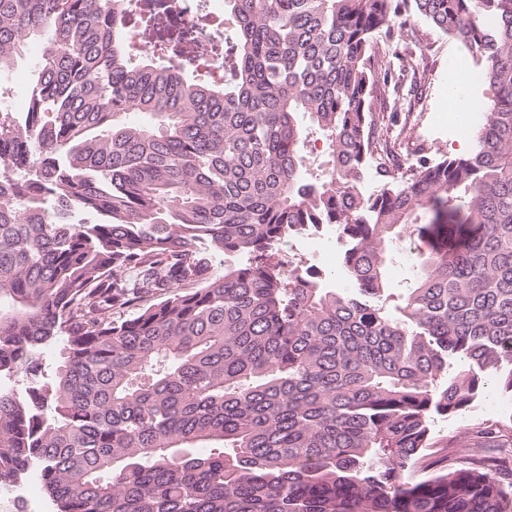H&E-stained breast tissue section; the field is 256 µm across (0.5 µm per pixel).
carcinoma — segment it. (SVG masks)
Returning <instances> with one entry per match:
<instances>
[{
    "label": "carcinoma",
    "mask_w": 512,
    "mask_h": 512,
    "mask_svg": "<svg viewBox=\"0 0 512 512\" xmlns=\"http://www.w3.org/2000/svg\"><path fill=\"white\" fill-rule=\"evenodd\" d=\"M120 2L0 0V71L45 43L0 111V486L35 466L54 512H512L498 428L417 468L433 415L512 397V0H225L222 53L143 0L137 62ZM409 10L491 91L465 156L411 163L385 121L425 91ZM207 57L222 84L192 78ZM324 225L345 292L279 248ZM44 51V43L34 40L30 43L26 58L19 62L10 71L2 74V80L9 94L5 98L9 106L1 107L8 112H25L29 105V87L34 79V64L38 61ZM8 107V108H5ZM413 248V245H410V242H406L404 247H400L395 254V258L393 260V266L391 270L390 283L388 288H392V293L395 295L390 299L385 301L384 305L387 309L392 311L395 315L398 313L395 310L396 295L402 291V288H406L407 284L413 278V275L416 270L415 262H414V254L410 253V248Z\"/></svg>",
    "instance_id": "1"
}]
</instances>
